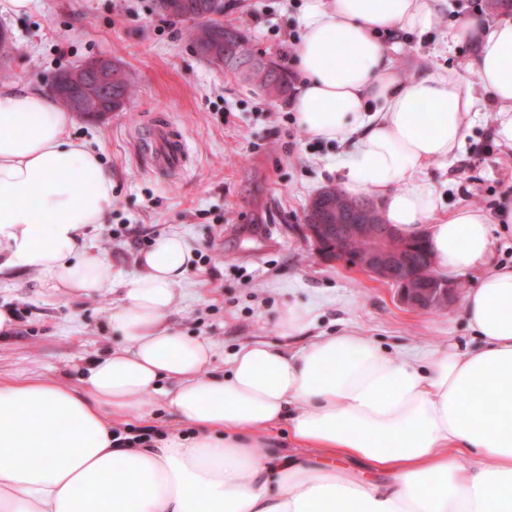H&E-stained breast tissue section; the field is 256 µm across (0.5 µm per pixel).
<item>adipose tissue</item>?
Instances as JSON below:
<instances>
[{
	"mask_svg": "<svg viewBox=\"0 0 512 512\" xmlns=\"http://www.w3.org/2000/svg\"><path fill=\"white\" fill-rule=\"evenodd\" d=\"M443 3L306 0L293 107L310 137L346 146L336 171L347 196L380 199L403 234L427 230L437 268L463 274L512 212L441 213L423 173L457 156L486 105L512 146V18L459 17L446 37L475 44L465 71L402 78L383 35L431 30ZM71 123L51 93L0 84V279L31 275L70 296L119 287L109 320L125 344L74 382L0 376V512H512V266L465 296L474 350L394 354L349 330L309 340L310 309L290 305L279 323L297 346L243 345L215 375L213 339L168 320L193 266L181 235L160 238L121 281L89 250L86 227L112 210V173ZM150 393L172 426L117 447L114 419L145 417ZM281 426L298 454L259 453ZM355 460L374 481L341 474Z\"/></svg>",
	"mask_w": 512,
	"mask_h": 512,
	"instance_id": "1",
	"label": "adipose tissue"
}]
</instances>
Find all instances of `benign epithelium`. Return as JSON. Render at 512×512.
<instances>
[{
	"mask_svg": "<svg viewBox=\"0 0 512 512\" xmlns=\"http://www.w3.org/2000/svg\"><path fill=\"white\" fill-rule=\"evenodd\" d=\"M250 55L247 43L235 31L224 32L225 69L235 70L239 61L243 62L242 68H248ZM116 66L117 62L104 56L86 60L83 72L93 83L92 92L87 95L72 84V76L66 71L56 75L51 86L68 109L98 118L105 112L99 107L101 100L112 101V68ZM329 193L331 188L325 187L308 202L304 224L300 225L302 235L317 255L345 262L374 280L396 285L400 301L410 308L422 311L448 308L454 300V287L436 274L434 258H427L426 266L419 271L409 270L399 230L384 221L375 202L356 203L349 198L347 208L338 210ZM353 240L366 241L367 249L359 254L350 253L348 244Z\"/></svg>",
	"mask_w": 512,
	"mask_h": 512,
	"instance_id": "obj_1",
	"label": "benign epithelium"
}]
</instances>
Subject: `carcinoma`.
<instances>
[{"label":"carcinoma","instance_id":"cac0c4a2","mask_svg":"<svg viewBox=\"0 0 512 512\" xmlns=\"http://www.w3.org/2000/svg\"><path fill=\"white\" fill-rule=\"evenodd\" d=\"M159 8L171 18L188 23V35L197 51L204 59H209L213 49L224 51V43L218 40V29L224 22L218 16L224 13L223 0H166ZM247 83L261 87L271 97L288 92L289 78L278 67L271 70H257L243 74ZM112 88L114 96L130 99L134 88L129 83L124 71L118 70L113 75Z\"/></svg>","mask_w":512,"mask_h":512}]
</instances>
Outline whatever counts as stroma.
<instances>
[{
  "instance_id": "35a3bbf8",
  "label": "stroma",
  "mask_w": 512,
  "mask_h": 512,
  "mask_svg": "<svg viewBox=\"0 0 512 512\" xmlns=\"http://www.w3.org/2000/svg\"><path fill=\"white\" fill-rule=\"evenodd\" d=\"M436 28L388 36L400 76L438 68L462 69L473 51H444L442 35L456 16H512V0H449ZM304 0H224V21L246 36L252 52L273 59L290 79V35L300 31ZM0 25L14 39L0 64V83L49 89L59 70L92 56L120 62L136 95L122 111L97 121L73 114L71 135L98 150L112 172V212L87 227L93 252L130 276L153 240L178 233L196 259L180 286L184 301L171 314L187 336H210L221 354L254 340L282 341V308H314L309 333L330 336L353 329L390 351L479 340L462 300L480 279L475 269L457 276L458 299L448 310L404 308L393 287L343 262L320 260L299 232L309 198L335 185L336 142L311 139L293 119L290 96L270 98L201 59L186 26L163 13L156 0H32L21 13L0 0ZM186 137L191 164L154 173L136 152L155 115ZM492 113L473 115L457 158L431 162L423 177L441 212L463 205L488 210L512 206V147L491 142ZM114 292L69 298L25 277L0 284V308L17 317L0 334V373L48 371L76 377V364L122 342L109 327Z\"/></svg>"
}]
</instances>
